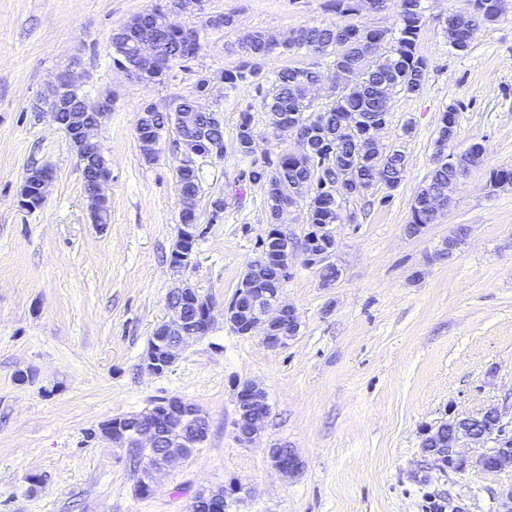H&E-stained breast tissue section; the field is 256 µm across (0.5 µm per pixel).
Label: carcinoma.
Masks as SVG:
<instances>
[{
	"instance_id": "obj_1",
	"label": "carcinoma",
	"mask_w": 512,
	"mask_h": 512,
	"mask_svg": "<svg viewBox=\"0 0 512 512\" xmlns=\"http://www.w3.org/2000/svg\"><path fill=\"white\" fill-rule=\"evenodd\" d=\"M498 0H470V8L452 13L450 27L445 29L449 43L467 49L474 37L497 21L502 9ZM426 7L423 0H399L398 13L390 29L361 28L354 23H324L300 27L293 31L288 42L279 44L272 36L254 31L231 48L239 57L238 63L224 72V88L235 91L246 86L261 96L270 124L289 132L290 114H304L314 132L315 150L301 156L284 150L275 155L256 158L249 144L256 135L250 114L240 118L236 133V152L250 159L244 179L264 191L268 221L274 223L279 204L277 183L293 182L302 188L306 206V224L337 223L342 203L381 186L397 188L407 167L404 152L395 147L386 149L366 138V128L378 121H388L391 102L398 94L416 95L426 81L428 62L417 51L421 29L425 24ZM305 51L332 57L335 72V92L329 105L317 112L310 111L306 85L321 81L322 74L313 68L266 69L274 54L288 55ZM457 129V109L448 107L441 115L435 144L448 142ZM336 149L338 163L355 167V179L345 192L336 197V206L326 205L322 184H334L338 173L334 168L320 167L322 153ZM482 163L481 152L466 149L433 160V167L423 181L411 204V220L404 226L409 236L417 235L433 224L438 213L420 205L422 198L434 196L448 203V191L459 176ZM270 243L259 241V254L252 260V273L263 280L267 288L283 286L288 273L263 260Z\"/></svg>"
}]
</instances>
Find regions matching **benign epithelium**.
I'll list each match as a JSON object with an SVG mask.
<instances>
[{
  "mask_svg": "<svg viewBox=\"0 0 512 512\" xmlns=\"http://www.w3.org/2000/svg\"><path fill=\"white\" fill-rule=\"evenodd\" d=\"M173 12L161 11L158 24L150 26L126 21L117 28L118 35L142 47V51L115 64V69L127 78L149 84L157 75L167 72L179 61L193 58L201 47V29L178 26L171 21ZM52 94L45 95L35 103V110L45 114L51 122L60 127L68 136L72 147L99 172L92 187L86 192L89 216L94 224L102 223L103 215L109 210L105 187L111 180L109 161L103 156L98 143L94 140L101 119L112 110L109 97L90 100L83 87L72 73L63 71L49 86ZM159 109L152 103L143 105L139 113L136 132L142 151L150 159L158 152L160 138L142 135L143 129L152 122V113ZM311 131L308 126L298 123L292 129L293 150L307 152L310 149ZM224 143L208 142L206 138H188L175 146V171L198 170L202 161L221 157ZM54 181V170L49 166L41 168L34 176L25 174L19 187L17 198L20 207L35 210L47 201L48 188ZM282 205L276 212L275 233L272 238L283 243L276 259L284 267H289L295 252H301L303 262L310 268H318L331 262L336 245L324 241V226L310 228L303 243L297 245L286 241L284 215L299 207L300 188L288 183L281 190ZM198 224L181 225L178 237L171 249V267L179 270L188 268L193 261L198 238ZM173 295L182 298V302L169 306V320L159 324L147 345L142 358L144 369L151 374L161 375L176 362L181 348L201 335L187 330V307L195 309L202 321L204 330H209L212 322L213 305L189 286L177 287ZM239 296L249 300V306L242 309L236 304L227 308L232 321L238 323V334L257 336L270 349H280L296 337L300 329L299 317L295 309L281 300V291L272 297L256 287L249 277L240 285ZM238 401L244 405V415L238 428L240 440L250 445L262 431L267 416L262 411L265 394L254 383L247 382L238 392ZM490 411L484 410L477 415L460 416L448 428V435L439 439L437 447L429 449L435 453L437 462L451 468L464 469L473 465L484 471L497 472L512 468V432L499 426L500 432L488 434L481 430L478 422ZM208 421L206 413L198 406L179 398H169L140 413L135 418L130 414L116 416L106 421L102 435L129 448L132 455L147 451L142 467L137 470L135 490L139 493L151 491L154 475L178 460L192 454V433ZM467 439L475 444L491 440L494 447L487 452L468 460L457 451L460 440ZM273 466L282 474L297 475L302 467L301 459L294 449L281 452L269 449Z\"/></svg>",
  "mask_w": 512,
  "mask_h": 512,
  "instance_id": "7a95c632",
  "label": "benign epithelium"
}]
</instances>
